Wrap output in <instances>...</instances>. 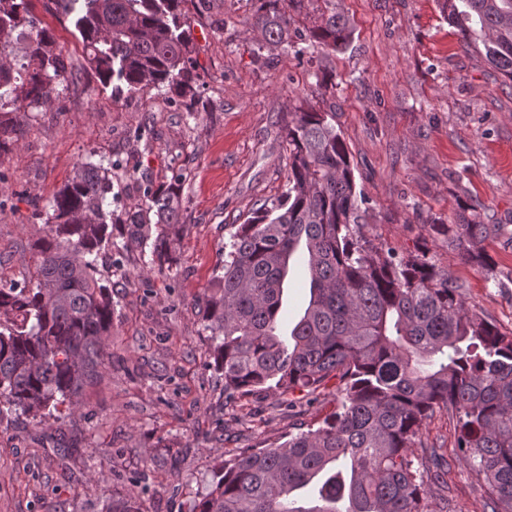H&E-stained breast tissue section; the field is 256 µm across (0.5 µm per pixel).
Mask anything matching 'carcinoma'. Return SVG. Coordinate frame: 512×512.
Returning <instances> with one entry per match:
<instances>
[{"label": "carcinoma", "mask_w": 512, "mask_h": 512, "mask_svg": "<svg viewBox=\"0 0 512 512\" xmlns=\"http://www.w3.org/2000/svg\"><path fill=\"white\" fill-rule=\"evenodd\" d=\"M71 20L86 69L112 94L164 88L195 112L188 0H50ZM251 28L269 47L293 45L283 0H258ZM300 41L341 52L353 38L334 0ZM448 25L483 47L512 82V0H439ZM25 43L24 61L6 48ZM68 55L31 0H0V156L17 141L13 114L52 101ZM288 188L238 225L224 244V274L205 294L208 354L224 375V403L257 391L314 396L336 379L335 410L316 427L263 448H235L190 512H452L448 477L466 465L485 487L482 512H512V330L465 306L464 284L427 256L404 258L363 232L350 154L324 112L300 110L284 127ZM86 161L45 207L47 233L32 278L0 288V419H43L80 408L106 368L115 302L100 270L132 246L151 270L170 271L184 232L180 177L143 188L126 222L113 221L112 171ZM470 265L490 275L484 250L500 224H430ZM303 249L310 298L289 337L278 320L292 255ZM456 419L458 455L421 442L423 421ZM105 512H144L133 491Z\"/></svg>", "instance_id": "obj_1"}]
</instances>
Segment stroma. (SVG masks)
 <instances>
[{
  "instance_id": "stroma-1",
  "label": "stroma",
  "mask_w": 512,
  "mask_h": 512,
  "mask_svg": "<svg viewBox=\"0 0 512 512\" xmlns=\"http://www.w3.org/2000/svg\"><path fill=\"white\" fill-rule=\"evenodd\" d=\"M257 0H188L197 113L155 90L113 95L86 70L73 25L34 0L70 57L53 102L19 121L0 157V285L30 279L38 212L78 163L121 160L112 176L124 211L138 186L182 177L187 231L172 271H149L139 251L104 267L116 311L101 379L73 419L0 420V512H101L146 473L145 512H189L227 450L270 445L330 413L336 385L312 405L279 407L263 391L247 407L263 420L224 421V378L202 330L205 288L222 272L224 244L248 214L288 185L283 127L292 112L328 113L350 152L365 200L364 232L404 256L428 225L476 215L512 225V82L466 47L437 0H336L354 28L343 52L262 46ZM429 255L466 286L469 308L512 329V287L500 288L449 249ZM309 300L303 261L286 280L281 325ZM247 407L237 408L243 416Z\"/></svg>"
}]
</instances>
